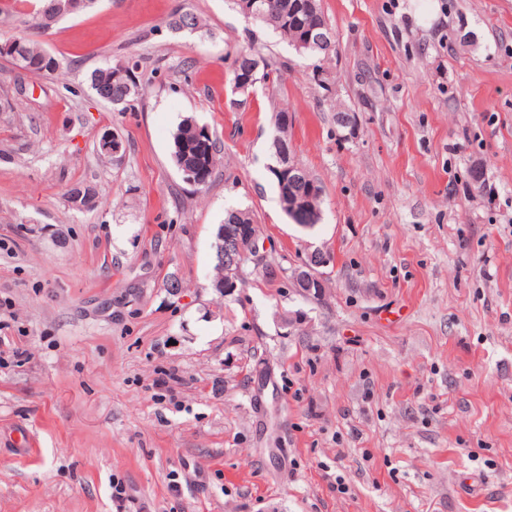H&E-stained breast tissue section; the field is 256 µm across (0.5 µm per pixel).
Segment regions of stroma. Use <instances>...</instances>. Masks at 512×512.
Here are the masks:
<instances>
[{
    "mask_svg": "<svg viewBox=\"0 0 512 512\" xmlns=\"http://www.w3.org/2000/svg\"><path fill=\"white\" fill-rule=\"evenodd\" d=\"M322 7L326 58L229 0H99L46 31L30 0L0 15L61 61L0 59V298L23 351L0 367V512H116V479L123 512H512V0ZM179 9L201 28H169ZM251 43L277 77L237 98ZM128 62L144 94L118 112L88 76ZM281 110L323 188L310 228L272 172ZM188 116L221 142L201 190L171 158ZM106 130L122 162L98 158ZM236 208L274 272L223 294ZM316 249L334 262L306 296ZM333 260L330 252L314 250L308 253L302 265L294 271L293 279L296 287L300 288L304 294H316L321 288L318 269L328 267Z\"/></svg>",
    "mask_w": 512,
    "mask_h": 512,
    "instance_id": "35a3bbf8",
    "label": "stroma"
}]
</instances>
